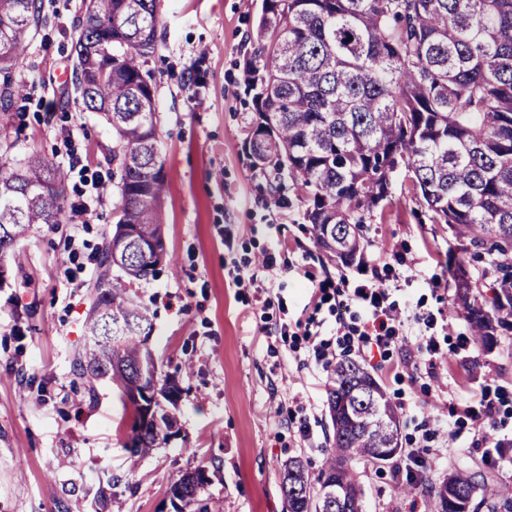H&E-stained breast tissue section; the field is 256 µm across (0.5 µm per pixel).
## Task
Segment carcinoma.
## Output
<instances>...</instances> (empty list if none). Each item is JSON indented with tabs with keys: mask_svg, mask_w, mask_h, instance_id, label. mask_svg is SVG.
Returning <instances> with one entry per match:
<instances>
[{
	"mask_svg": "<svg viewBox=\"0 0 512 512\" xmlns=\"http://www.w3.org/2000/svg\"><path fill=\"white\" fill-rule=\"evenodd\" d=\"M157 0H84L75 27L73 89L84 108L112 127L118 161L115 229L133 234L113 253L106 240L102 274L86 320L76 375L107 379L129 397L147 361L146 315L127 288L154 275L167 257L162 199L168 187L156 127L152 77L158 47ZM41 0H0V72L14 69L38 26ZM245 60V91L255 114L246 146L256 167L303 192L315 244L343 263L360 252L367 215L391 196L404 169L434 224L493 256L495 287L506 304L486 299L479 278L454 280L475 341L487 347L512 318V0H262ZM24 86L7 82L0 109L14 108ZM66 171L37 151L13 163L0 156V256L38 224L67 220L59 188ZM333 446L317 476L303 461L283 464L288 512H326V485L362 512L356 465L400 455L399 424L384 388L352 359L336 362L328 391ZM160 441L155 423L134 408L132 457ZM484 476L448 475L436 512L512 510V487L477 500ZM175 487L194 512H211L187 477Z\"/></svg>",
	"mask_w": 512,
	"mask_h": 512,
	"instance_id": "cac0c4a2",
	"label": "carcinoma"
}]
</instances>
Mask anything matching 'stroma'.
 <instances>
[{
    "label": "stroma",
    "mask_w": 512,
    "mask_h": 512,
    "mask_svg": "<svg viewBox=\"0 0 512 512\" xmlns=\"http://www.w3.org/2000/svg\"><path fill=\"white\" fill-rule=\"evenodd\" d=\"M83 0H42L43 20L11 71L25 109L0 111V153L39 151L67 173L64 206L93 215L35 226L7 256L0 288V512H96L107 474L128 473L112 512H175L169 488L202 468L199 498L216 512H287L281 469L300 457L317 475L332 445L330 372L341 341L367 328L358 306L334 310L337 289L383 283L401 335L374 365L399 419L396 465L359 467L363 512H432L434 488L467 467L489 487L512 483V329L479 347L454 301L448 259L461 244L431 223L403 178L362 227L349 265L313 241L300 192L254 167L244 142L254 114L243 84L248 36L262 0H160L164 38L149 58L169 188L168 259L134 281L148 347L181 393L179 432L130 465L133 407L110 381L86 387L73 372L115 222V140L77 103L74 26ZM106 180L104 196L92 184ZM272 268H264L266 256ZM327 342L324 361L314 347ZM494 438L482 443V403ZM418 480L400 492L395 468L413 454Z\"/></svg>",
    "instance_id": "1"
}]
</instances>
